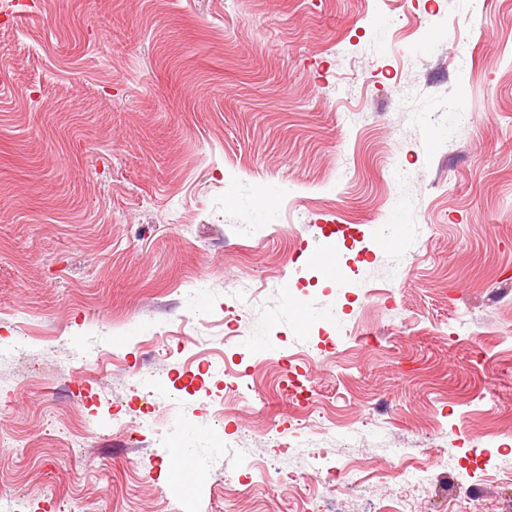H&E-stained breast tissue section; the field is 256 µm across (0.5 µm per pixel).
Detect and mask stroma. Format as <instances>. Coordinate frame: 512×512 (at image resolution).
Segmentation results:
<instances>
[{"instance_id": "obj_1", "label": "stroma", "mask_w": 512, "mask_h": 512, "mask_svg": "<svg viewBox=\"0 0 512 512\" xmlns=\"http://www.w3.org/2000/svg\"><path fill=\"white\" fill-rule=\"evenodd\" d=\"M35 2L0 15V512H512V0ZM312 261L315 265L325 269L332 278L340 280L342 272L337 264L336 247L333 244L322 246L312 256Z\"/></svg>"}]
</instances>
